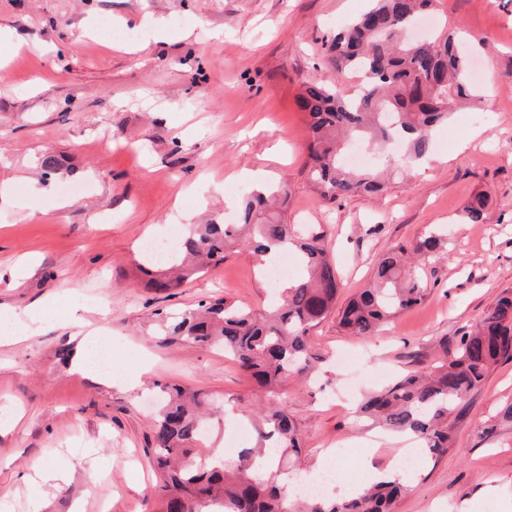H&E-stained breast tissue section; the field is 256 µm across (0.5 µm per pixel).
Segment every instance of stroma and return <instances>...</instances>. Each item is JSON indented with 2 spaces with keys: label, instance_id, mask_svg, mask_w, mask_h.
Segmentation results:
<instances>
[{
  "label": "stroma",
  "instance_id": "obj_1",
  "mask_svg": "<svg viewBox=\"0 0 512 512\" xmlns=\"http://www.w3.org/2000/svg\"><path fill=\"white\" fill-rule=\"evenodd\" d=\"M366 0H0V501L8 512H156L149 490L150 428L159 384L190 385L218 404L210 450L242 420L224 406L254 385L217 348L162 343L159 312L224 296L260 311L273 291L249 250L173 294L128 274L146 236H164L216 211L225 217L253 189V175L287 182L286 219L318 224L343 287L366 288L388 248L429 228L447 229L448 258L420 270L426 289L414 310L382 333L349 336L335 318L311 333L326 361L315 381H288V409L302 431L304 473L327 455L347 475L398 465L399 437L379 436L339 398L346 378L362 391L433 364L441 340H455L512 288V0H437L430 13L455 33L483 74L473 129L433 134L421 164L378 195L328 201L311 188L307 130L296 99L323 64V42ZM134 34L112 41L111 33ZM40 42L44 53L29 51ZM150 60L140 63L137 46ZM67 172L42 182L44 152ZM487 200L488 220L467 223L465 202ZM116 343L112 380L73 372L78 328ZM139 373L143 384L126 379ZM512 401V361L452 415L447 452L420 466L398 512H490L487 492L512 512V427L476 438ZM348 444L346 453L337 444ZM59 466L46 483L36 467Z\"/></svg>",
  "mask_w": 512,
  "mask_h": 512
}]
</instances>
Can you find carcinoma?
<instances>
[{"label":"carcinoma","instance_id":"1","mask_svg":"<svg viewBox=\"0 0 512 512\" xmlns=\"http://www.w3.org/2000/svg\"><path fill=\"white\" fill-rule=\"evenodd\" d=\"M434 0H370L369 7L328 42L326 62L337 76H361L352 91L337 77L305 85L298 101L308 129V174L328 200L385 189L381 174L355 170L342 150L353 142L365 146L403 141L405 161L426 160L433 149L431 132L450 125L448 105L479 100L468 77V62L450 33L432 40L405 41L403 35ZM41 178L61 173L54 153L39 158ZM288 197L287 184L249 192L240 203L237 223L211 219L189 225L177 254L151 272L140 263L132 275L148 276V286L168 292L184 281L224 263L237 248L251 249L266 264L284 251L298 258L293 286L263 311L216 298L161 319L165 342H190L201 348L222 347L267 398L249 401L242 416L251 418L254 443L237 461L202 452L204 417L213 412L202 391L167 384L151 429L158 481L152 486L160 512H396L406 491L398 480H382L362 493L340 500L327 495L299 497L280 484L294 457L302 452L300 429L279 393L290 377H307L322 360L310 332L331 314L352 336H373L394 315L420 305L425 289L414 262L433 256L446 234L432 232L409 248L385 251L373 283L336 308L341 282L327 256L326 234L317 224H289L275 211ZM480 195L464 207L472 224L486 220ZM442 358L410 371L365 397L357 412L385 431L412 433L433 457L448 450L453 437L450 416L468 395L478 391L491 369L512 359V289L501 296L453 345L441 343Z\"/></svg>","mask_w":512,"mask_h":512}]
</instances>
